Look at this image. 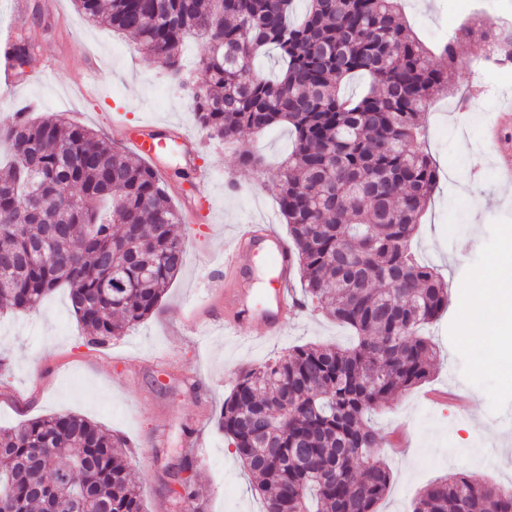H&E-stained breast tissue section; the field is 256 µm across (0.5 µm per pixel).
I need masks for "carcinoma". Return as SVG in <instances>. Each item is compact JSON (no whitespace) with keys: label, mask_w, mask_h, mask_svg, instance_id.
I'll return each mask as SVG.
<instances>
[{"label":"carcinoma","mask_w":512,"mask_h":512,"mask_svg":"<svg viewBox=\"0 0 512 512\" xmlns=\"http://www.w3.org/2000/svg\"><path fill=\"white\" fill-rule=\"evenodd\" d=\"M79 12L138 40L184 83L186 37L206 39L207 89L194 96L213 139L286 124L294 147L277 174L311 306L349 328L347 347L304 344L240 372L219 422L257 476L264 512H378L392 474L372 457L367 414L426 383L437 356L422 334L448 308V284L412 251L439 182L423 149L422 116L448 92L464 43L512 41L481 20L441 43V64L399 17V0H74ZM36 41L6 48L21 69ZM268 49L280 69L253 67ZM357 78L367 83L345 92ZM11 162L0 174V304L36 311L56 288L90 344L149 317L181 270L180 212L167 183L126 148L27 108L0 121ZM124 438L73 413L0 430V512H144ZM412 512H512V489L459 474L430 484Z\"/></svg>","instance_id":"1"}]
</instances>
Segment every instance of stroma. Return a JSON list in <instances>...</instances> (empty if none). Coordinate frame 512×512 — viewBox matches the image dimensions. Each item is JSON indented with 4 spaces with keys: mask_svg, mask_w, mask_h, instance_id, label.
<instances>
[{
    "mask_svg": "<svg viewBox=\"0 0 512 512\" xmlns=\"http://www.w3.org/2000/svg\"><path fill=\"white\" fill-rule=\"evenodd\" d=\"M468 0H401L407 26L426 44L471 18ZM33 29L39 45L25 81L0 84L10 108L30 104L39 117L57 113L119 141L158 123L202 145L197 163L209 169L211 203L176 179L187 163L172 145L158 165L174 205L185 216L175 230L185 263L156 312L125 335L102 345L85 342L59 289L28 317L0 306V428L72 412L123 435L130 444L131 476L145 512H263L257 479L244 469L216 420L240 370L310 342L346 343L349 331L302 310L281 335L266 338L259 324H224V292L234 288L224 270L239 225L268 224L280 235L277 167L292 146L287 126L247 132L232 145L209 138L193 118L206 55L201 37H189L183 60L191 82L168 81L141 54L134 39L86 20L73 0H0V39ZM482 41L464 45L466 61L453 71L447 95L424 114V149L440 182L421 221L414 249L437 267L453 294L473 288L477 276H495L511 263L512 183L497 178L484 149L485 126L512 103V76L494 79L486 96L469 58ZM264 157V168L241 171L243 151ZM475 186L464 194L456 178ZM478 337L462 339L454 310L431 327L438 357L429 382L398 392L370 415L378 453L393 480L379 512H411L429 483L468 473L478 483L512 488V323L485 321ZM187 469L193 492L172 489L173 472Z\"/></svg>",
    "mask_w": 512,
    "mask_h": 512,
    "instance_id": "1",
    "label": "stroma"
}]
</instances>
